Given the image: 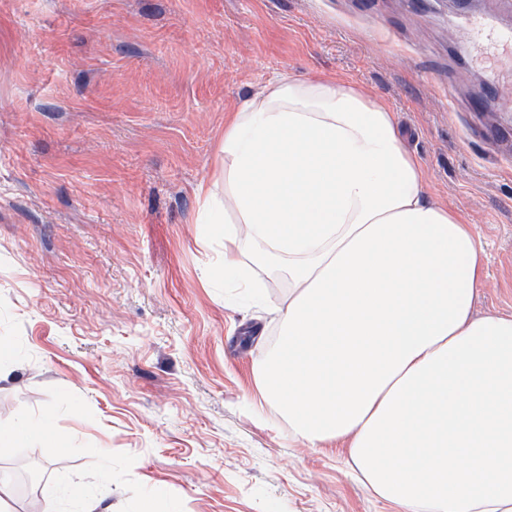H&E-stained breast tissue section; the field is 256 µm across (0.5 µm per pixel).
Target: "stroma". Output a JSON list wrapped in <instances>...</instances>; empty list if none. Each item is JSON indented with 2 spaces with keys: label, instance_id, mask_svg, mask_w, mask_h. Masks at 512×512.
I'll return each instance as SVG.
<instances>
[{
  "label": "stroma",
  "instance_id": "35a3bbf8",
  "mask_svg": "<svg viewBox=\"0 0 512 512\" xmlns=\"http://www.w3.org/2000/svg\"><path fill=\"white\" fill-rule=\"evenodd\" d=\"M0 0V424L47 436L34 504L75 512L112 475L109 512H392L341 448L288 436L253 369L275 339L284 275L241 261L194 189L221 162L224 118L280 72L349 82L394 112L432 194L477 226L475 316L512 314V131L497 0Z\"/></svg>",
  "mask_w": 512,
  "mask_h": 512
}]
</instances>
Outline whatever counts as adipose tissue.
<instances>
[{
    "mask_svg": "<svg viewBox=\"0 0 512 512\" xmlns=\"http://www.w3.org/2000/svg\"><path fill=\"white\" fill-rule=\"evenodd\" d=\"M221 151L196 195L288 278L255 380L293 436L346 443L402 512H512V315L473 318L475 226L432 195L393 112L285 73L225 122Z\"/></svg>",
    "mask_w": 512,
    "mask_h": 512,
    "instance_id": "ef3b65f1",
    "label": "adipose tissue"
}]
</instances>
